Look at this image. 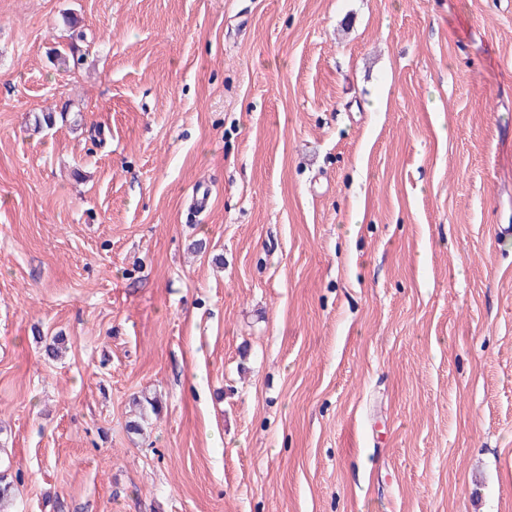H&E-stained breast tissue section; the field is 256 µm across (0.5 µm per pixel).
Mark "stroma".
I'll list each match as a JSON object with an SVG mask.
<instances>
[{"label":"stroma","instance_id":"obj_1","mask_svg":"<svg viewBox=\"0 0 512 512\" xmlns=\"http://www.w3.org/2000/svg\"><path fill=\"white\" fill-rule=\"evenodd\" d=\"M501 224L512 0H0L9 512H512Z\"/></svg>","mask_w":512,"mask_h":512}]
</instances>
